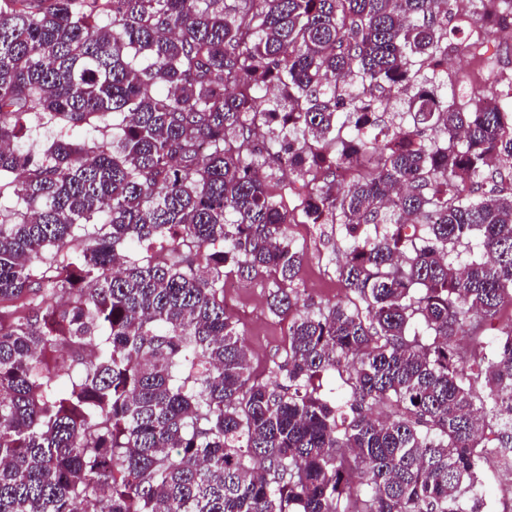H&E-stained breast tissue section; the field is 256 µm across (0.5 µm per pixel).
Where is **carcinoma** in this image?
<instances>
[{
    "label": "carcinoma",
    "mask_w": 512,
    "mask_h": 512,
    "mask_svg": "<svg viewBox=\"0 0 512 512\" xmlns=\"http://www.w3.org/2000/svg\"><path fill=\"white\" fill-rule=\"evenodd\" d=\"M226 2L0 0V512H480L484 464L512 469V326L451 340L512 302V76L442 92L457 0ZM110 114V140L16 147L28 116ZM294 210L352 237L345 300L297 288ZM228 274L289 317L266 378Z\"/></svg>",
    "instance_id": "1"
}]
</instances>
